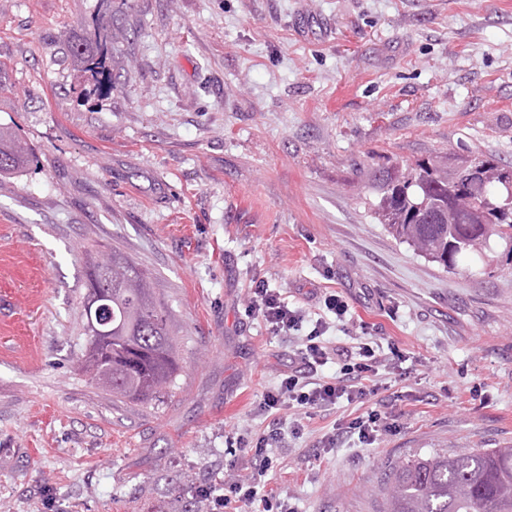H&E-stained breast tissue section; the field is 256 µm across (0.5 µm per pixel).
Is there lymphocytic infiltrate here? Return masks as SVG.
I'll list each match as a JSON object with an SVG mask.
<instances>
[{
	"instance_id": "obj_1",
	"label": "lymphocytic infiltrate",
	"mask_w": 512,
	"mask_h": 512,
	"mask_svg": "<svg viewBox=\"0 0 512 512\" xmlns=\"http://www.w3.org/2000/svg\"><path fill=\"white\" fill-rule=\"evenodd\" d=\"M324 306L326 315L314 317L290 307L280 290L261 283L251 288L246 316L261 320L274 334L298 337L299 343L287 373L277 386L264 392L259 403L261 411L276 414L277 420L254 440L251 470L225 473L220 492L212 486L194 487V496L207 512H248L255 506L260 512H288L284 501L266 488L264 478L273 466L269 450L286 438H299L307 415L335 409L339 401L359 404L372 396L377 399L374 407L344 421L341 435L371 445L397 431L392 402L377 397V376L399 369L406 355L398 345H383L373 325H347L349 306L339 296H326ZM337 322L342 323L344 336L353 340V347H332L327 334ZM331 362L339 365L336 375H324L323 367Z\"/></svg>"
}]
</instances>
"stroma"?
Returning a JSON list of instances; mask_svg holds the SVG:
<instances>
[{
  "label": "stroma",
  "instance_id": "35a3bbf8",
  "mask_svg": "<svg viewBox=\"0 0 512 512\" xmlns=\"http://www.w3.org/2000/svg\"><path fill=\"white\" fill-rule=\"evenodd\" d=\"M95 47L110 75L79 71ZM0 126L38 163L0 180V512H203L176 483L250 467L235 434L296 337L245 316L262 281L294 307L336 294L412 367L399 430L320 440L347 402L272 449L294 512H380L410 451L512 445V257L447 272L372 210L386 158L512 162V0H0ZM152 277L180 372L118 400L77 368L84 249Z\"/></svg>",
  "mask_w": 512,
  "mask_h": 512
}]
</instances>
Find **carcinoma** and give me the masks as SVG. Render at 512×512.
Returning <instances> with one entry per match:
<instances>
[{
  "instance_id": "cac0c4a2",
  "label": "carcinoma",
  "mask_w": 512,
  "mask_h": 512,
  "mask_svg": "<svg viewBox=\"0 0 512 512\" xmlns=\"http://www.w3.org/2000/svg\"><path fill=\"white\" fill-rule=\"evenodd\" d=\"M33 149L0 127V179L34 162ZM466 162L486 178L454 188L462 166L443 170L429 160L374 173V214L399 243L444 270L463 253H482L490 240L512 257V211L485 212L498 174L512 170L484 154ZM428 204L417 209L414 204ZM86 346L80 367L91 380L128 402L148 403L171 388L180 370L168 311L151 292L149 273L105 242L85 254ZM384 512H512V446L462 454L413 453L394 463L385 482Z\"/></svg>"
}]
</instances>
